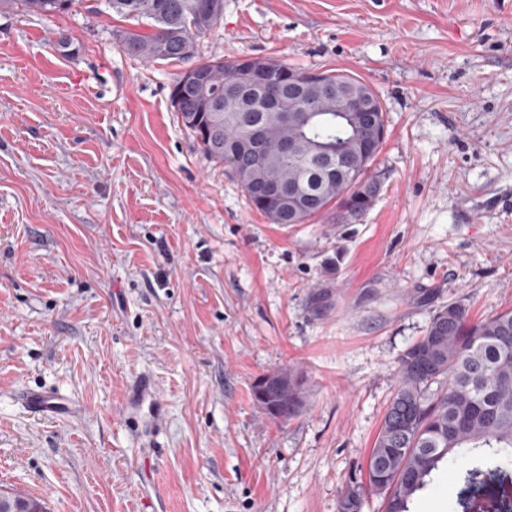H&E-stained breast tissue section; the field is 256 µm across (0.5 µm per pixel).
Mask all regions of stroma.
I'll return each mask as SVG.
<instances>
[{"label":"stroma","mask_w":512,"mask_h":512,"mask_svg":"<svg viewBox=\"0 0 512 512\" xmlns=\"http://www.w3.org/2000/svg\"><path fill=\"white\" fill-rule=\"evenodd\" d=\"M105 0L0 12V492L47 512H340L397 360L433 314L512 309V0H224L198 56L366 81L385 112L359 220L275 224L170 101L189 62L129 56ZM331 306L314 308L316 291ZM301 372L272 421L256 380ZM152 373L151 442L122 406ZM54 388L75 418L29 413ZM434 472L411 512H454ZM277 381L288 384L287 390H280L278 393L286 395L288 410L280 403L279 398L273 391L266 389L268 382ZM305 379L297 372L280 369L269 372L257 379L252 388V395L255 404L265 415L273 421H287L302 413L307 406V389ZM147 406L146 415L143 414ZM124 413L128 418H143L145 429L153 436L161 433L166 420V402L155 379L140 373L129 383L124 400ZM24 408L44 417H76L83 406L60 391L24 390L20 394Z\"/></svg>","instance_id":"stroma-1"}]
</instances>
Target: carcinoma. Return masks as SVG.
<instances>
[{
    "instance_id": "cac0c4a2",
    "label": "carcinoma",
    "mask_w": 512,
    "mask_h": 512,
    "mask_svg": "<svg viewBox=\"0 0 512 512\" xmlns=\"http://www.w3.org/2000/svg\"><path fill=\"white\" fill-rule=\"evenodd\" d=\"M39 14L64 12L72 0H25ZM109 8L151 21L150 34L120 35L123 51L147 61H185L196 56L197 41L218 29L224 0H107ZM267 72L264 90L247 85L239 58H212L195 65L201 84L182 73L170 100L182 124L212 161L229 168L251 206L275 224H304L336 207L356 219L372 207L379 183L369 171L385 138L382 103L362 79L323 73V83L341 84L326 92L312 84L301 92L307 72L273 58H248ZM298 84L288 85V73ZM288 113L268 112L267 93ZM367 95L371 112H346L348 98ZM292 141L296 150L284 154ZM279 186V196L265 193ZM397 386L366 464L367 485L384 496L385 512H410L433 472L475 454L484 462L465 470L457 505L484 496L495 512L512 509V310L481 320L453 302L436 311L423 336L397 361ZM288 385V407L266 389L269 381ZM255 404L274 421H287L307 406L305 379L280 369L257 379ZM359 487L348 488L341 512H358Z\"/></svg>"
}]
</instances>
